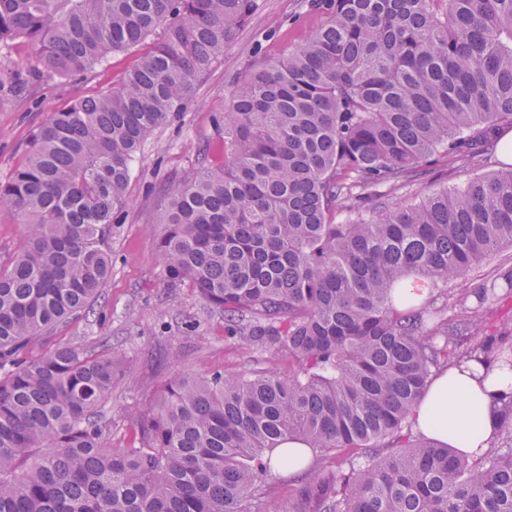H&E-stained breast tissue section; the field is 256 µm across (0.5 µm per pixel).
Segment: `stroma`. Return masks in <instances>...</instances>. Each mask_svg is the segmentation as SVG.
<instances>
[{
    "mask_svg": "<svg viewBox=\"0 0 512 512\" xmlns=\"http://www.w3.org/2000/svg\"><path fill=\"white\" fill-rule=\"evenodd\" d=\"M258 3L236 43L200 82L187 112L154 129L142 143L126 204L112 226V276L93 312L77 314L28 351L32 358L58 346L90 352L106 342L123 355L126 375L104 402L112 414L110 442L119 448L138 441L128 413L154 404L171 377L251 372L267 367L271 357L270 352L249 350L225 337L223 317L210 311L193 288L169 287L158 248L168 185L198 167L200 150H207L212 163L224 158L216 122L224 113L230 87L259 58L286 55L323 22L312 0ZM141 52L136 46L111 53L84 74L44 78L20 91L1 86L0 181H7L24 160L28 141L49 113L117 87ZM504 163L499 152L477 155L471 164L443 159L428 177L434 186L453 188Z\"/></svg>",
    "mask_w": 512,
    "mask_h": 512,
    "instance_id": "35a3bbf8",
    "label": "stroma"
}]
</instances>
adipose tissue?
<instances>
[{
  "label": "adipose tissue",
  "instance_id": "adipose-tissue-1",
  "mask_svg": "<svg viewBox=\"0 0 512 512\" xmlns=\"http://www.w3.org/2000/svg\"><path fill=\"white\" fill-rule=\"evenodd\" d=\"M510 401L512 370L462 361L433 376L410 422L415 432L472 460L490 449L498 434L496 412Z\"/></svg>",
  "mask_w": 512,
  "mask_h": 512
}]
</instances>
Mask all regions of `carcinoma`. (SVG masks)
Wrapping results in <instances>:
<instances>
[{"instance_id": "obj_1", "label": "carcinoma", "mask_w": 512, "mask_h": 512, "mask_svg": "<svg viewBox=\"0 0 512 512\" xmlns=\"http://www.w3.org/2000/svg\"><path fill=\"white\" fill-rule=\"evenodd\" d=\"M319 30L233 85L224 161L167 190L158 248L171 287L224 314V335L295 364L166 382L108 443L120 353L22 352L91 310L135 155L180 116L257 0H0V43L30 76L80 74L148 46L119 88L52 112L0 182L25 226L0 268V512H260L269 455L324 453L284 512H512V401L502 447L469 461L412 432L433 371L490 358L496 279L448 305L399 308L404 282L443 290L512 247V166L424 186L428 159L470 157L512 123V0H314ZM347 218L336 221V213ZM34 64L32 51L23 44H0V68L18 69L25 74Z\"/></svg>"}]
</instances>
